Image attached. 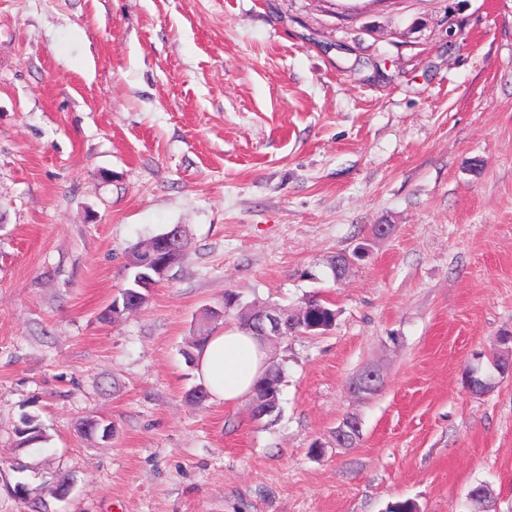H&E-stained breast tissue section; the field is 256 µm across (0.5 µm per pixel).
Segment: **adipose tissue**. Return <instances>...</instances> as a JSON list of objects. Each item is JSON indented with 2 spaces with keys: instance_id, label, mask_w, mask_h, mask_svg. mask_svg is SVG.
Masks as SVG:
<instances>
[{
  "instance_id": "ef3b65f1",
  "label": "adipose tissue",
  "mask_w": 512,
  "mask_h": 512,
  "mask_svg": "<svg viewBox=\"0 0 512 512\" xmlns=\"http://www.w3.org/2000/svg\"><path fill=\"white\" fill-rule=\"evenodd\" d=\"M197 372L214 401L234 405L252 393L268 367L265 342L230 326L209 336L198 354Z\"/></svg>"
}]
</instances>
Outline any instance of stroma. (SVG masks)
Returning a JSON list of instances; mask_svg holds the SVG:
<instances>
[{
  "mask_svg": "<svg viewBox=\"0 0 512 512\" xmlns=\"http://www.w3.org/2000/svg\"><path fill=\"white\" fill-rule=\"evenodd\" d=\"M176 224L182 261L105 319ZM228 291L336 311L268 341L275 420L189 397ZM508 330L512 0H0V512L20 484L41 512H462L478 484L512 512V375L465 382ZM315 305L314 321L320 326L314 332H324L331 329L335 325L336 311L332 308V303L319 296H313ZM318 330V331H317Z\"/></svg>",
  "mask_w": 512,
  "mask_h": 512,
  "instance_id": "stroma-1",
  "label": "stroma"
}]
</instances>
